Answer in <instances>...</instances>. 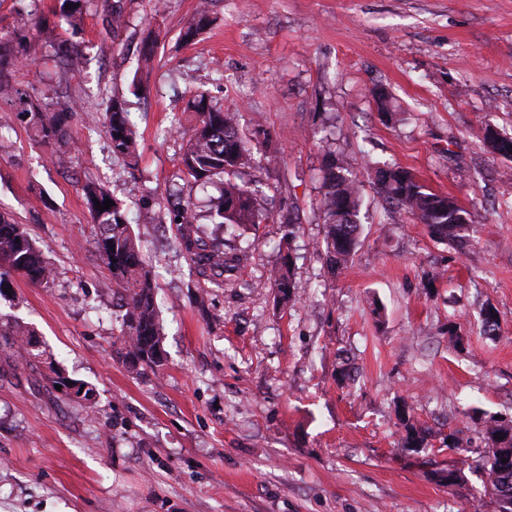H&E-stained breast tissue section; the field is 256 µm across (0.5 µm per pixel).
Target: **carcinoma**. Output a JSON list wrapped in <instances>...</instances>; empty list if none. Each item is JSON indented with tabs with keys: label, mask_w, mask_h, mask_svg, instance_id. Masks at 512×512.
I'll return each mask as SVG.
<instances>
[{
	"label": "carcinoma",
	"mask_w": 512,
	"mask_h": 512,
	"mask_svg": "<svg viewBox=\"0 0 512 512\" xmlns=\"http://www.w3.org/2000/svg\"><path fill=\"white\" fill-rule=\"evenodd\" d=\"M92 0H60V17L68 26L69 37L61 41L60 63L68 65L71 53L78 47L75 38L81 31L83 14ZM211 22L209 7L202 4L196 16L183 31V39L193 41ZM126 23L125 11L117 3L109 5V31L117 38ZM31 59L29 29H15L7 41L0 40V99L14 106L5 119L23 123L34 140L47 147L70 145L74 142L71 120L79 107L66 104L60 110L51 109L33 98L15 81L18 68ZM99 111L103 112V128L113 155L129 162L137 158V141L130 119L127 101L108 90H98ZM195 122L180 159L178 179L185 184L220 182L221 196L209 212L211 223L234 228L259 224L264 218L257 199L247 185L234 176L250 165L252 157L248 139L240 133L233 112L224 110L207 96H194L188 103ZM377 193L389 204L398 207L408 217L428 228L430 236L441 243L462 246L464 232L471 222V213L443 194L434 193L407 169L378 167L375 169ZM84 200L94 224L96 254L112 275L113 293L119 299L115 320L121 347L118 357L128 366L154 369L162 365L160 324L155 301V286L141 244L131 230L122 204L118 201L105 211L95 208V202H105L112 195L99 184L87 183L82 188ZM165 202L171 222L176 226L178 247L186 255L195 274L202 280L224 287L227 265L240 266L247 259L244 251L231 261L224 258V242H208L191 199L182 196V188L167 189ZM360 206L359 183L348 162L335 153L326 157L323 193L320 209L323 213L325 256L331 271L342 270L358 244L359 224L356 216ZM299 230L296 223L288 224L282 245L280 262L270 273L277 299L286 303L295 295L298 283L293 274L290 240ZM18 273L30 283L51 288L57 272L31 238L27 228L0 214V290L9 277ZM0 336H10L17 344V356H33L37 346L36 332L10 321L0 320ZM56 383L82 395L85 408L91 410L93 392L84 385L60 376ZM404 447L426 445V430L407 423ZM482 441L488 448L484 464L485 487L503 501L505 512H512V435L501 420L491 416L481 429Z\"/></svg>",
	"instance_id": "1"
}]
</instances>
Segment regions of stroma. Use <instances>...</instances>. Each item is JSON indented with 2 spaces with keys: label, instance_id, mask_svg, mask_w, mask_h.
Masks as SVG:
<instances>
[{
  "label": "stroma",
  "instance_id": "35a3bbf8",
  "mask_svg": "<svg viewBox=\"0 0 512 512\" xmlns=\"http://www.w3.org/2000/svg\"><path fill=\"white\" fill-rule=\"evenodd\" d=\"M197 2L134 0L114 40L106 0H94L64 74L56 0H0V37L50 23L16 80L56 108L122 93L139 153L128 173L96 112L76 113L72 147L40 145L18 122L0 129V213L57 271L53 287L16 276L0 295V316L34 327L42 351L24 362L0 338V512H496L479 432L489 417L512 420V159L490 154L483 133L512 137V0H216L187 44ZM196 94L236 113L244 134L272 133L244 175L267 215L234 231L249 260L204 291L174 225L143 210L179 169ZM328 151L355 167L362 196L360 244L334 275L319 209ZM376 163L471 212L466 255L382 205ZM88 181L124 202L143 240L159 369L114 354L117 298L94 249ZM293 218L299 290L284 307L269 273ZM345 357L356 383L338 375ZM60 376L92 389L94 409L56 389ZM409 423L427 430L426 447H404Z\"/></svg>",
  "mask_w": 512,
  "mask_h": 512
}]
</instances>
